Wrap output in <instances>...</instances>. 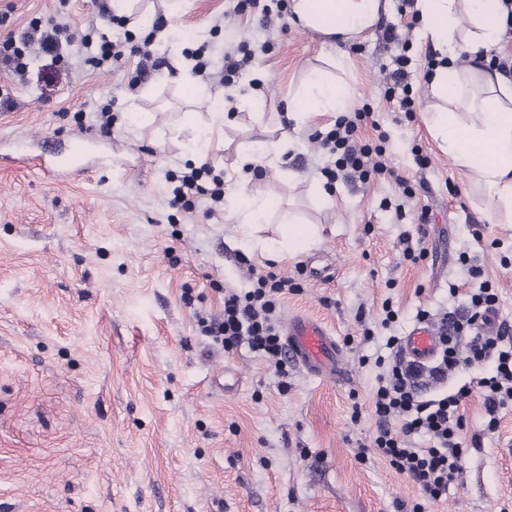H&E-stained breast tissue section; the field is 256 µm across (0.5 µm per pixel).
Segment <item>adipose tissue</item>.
Here are the masks:
<instances>
[{
  "label": "adipose tissue",
  "mask_w": 512,
  "mask_h": 512,
  "mask_svg": "<svg viewBox=\"0 0 512 512\" xmlns=\"http://www.w3.org/2000/svg\"><path fill=\"white\" fill-rule=\"evenodd\" d=\"M388 0H290L292 19L322 34L327 43L344 42L371 29L387 9ZM423 34L446 48L451 64L437 68L430 92L437 103L424 115L440 149L447 153L464 179L482 190L483 211L489 223H512V81L498 71L480 67L490 47L506 29L502 0H415ZM471 59L458 68V57ZM348 89L318 71L288 101L286 118L294 128L315 115L339 113L348 107ZM230 214L239 224L242 240L271 258L293 256L311 248L315 230L288 217L279 238L261 239L260 223L280 207L277 198L247 192L233 198Z\"/></svg>",
  "instance_id": "adipose-tissue-1"
}]
</instances>
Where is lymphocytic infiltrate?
Wrapping results in <instances>:
<instances>
[{"label": "lymphocytic infiltrate", "mask_w": 512, "mask_h": 512, "mask_svg": "<svg viewBox=\"0 0 512 512\" xmlns=\"http://www.w3.org/2000/svg\"><path fill=\"white\" fill-rule=\"evenodd\" d=\"M363 118V113L358 112L340 118L328 132L314 133V142L334 159L333 168L326 171L328 177L352 181L389 174L382 149L356 140ZM173 193L187 206L201 196L218 204L224 199V177L207 165L194 168L180 177ZM294 289L291 278L274 272H254L253 286L248 291L225 292L223 317L199 318L200 332L228 351L248 345L274 367L279 377H287L288 355L281 342L276 313L281 299ZM498 303V294L485 284L471 294L464 310L444 314L439 328L445 347L430 371L404 359L401 339L395 335L386 338L389 356L376 358L384 372L372 395L376 418L373 446L434 501L447 494L449 484L464 466L461 404L470 389L464 385L453 393L440 390L426 397L419 379L425 375L444 382L459 371L491 366V374L478 377L477 384L483 392L487 427L495 429L500 411L512 405V322L499 319L497 326L489 324L491 317H497ZM420 435L428 436V447L412 445V438Z\"/></svg>", "instance_id": "obj_1"}]
</instances>
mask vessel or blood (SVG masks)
Instances as JSON below:
<instances>
[{
  "mask_svg": "<svg viewBox=\"0 0 512 512\" xmlns=\"http://www.w3.org/2000/svg\"><path fill=\"white\" fill-rule=\"evenodd\" d=\"M288 358L306 374L333 379L342 370L344 353L335 336L317 319L290 315L283 328ZM441 347L440 334L428 321L417 322L403 340L408 359L418 366L431 364Z\"/></svg>",
  "mask_w": 512,
  "mask_h": 512,
  "instance_id": "obj_1",
  "label": "vessel or blood"
}]
</instances>
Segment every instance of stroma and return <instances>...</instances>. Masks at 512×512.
<instances>
[{"mask_svg": "<svg viewBox=\"0 0 512 512\" xmlns=\"http://www.w3.org/2000/svg\"><path fill=\"white\" fill-rule=\"evenodd\" d=\"M141 2L155 23L128 32L135 46L152 39L166 60L159 68H138L131 54L86 63V35L127 32L112 0H0V37L22 38L34 21L45 31L67 23L70 36L61 63L31 48L24 76L0 70V93L12 100L0 110V139H18L23 152L0 164V512H397L401 502L421 512H512V408L484 433L479 391L464 402V432H482L481 445L468 448L440 500L387 460L357 457L375 430L369 399L388 333L384 301L399 311L391 333L403 337L418 311L435 319L463 309L486 280L500 317L512 321V224L487 223L480 193L425 126L434 44L420 21L388 0L371 32L329 47L285 15L265 28L246 14L225 18L227 0H182L172 14L162 0ZM389 24L399 41L383 40ZM243 40L265 50L225 84L224 50ZM200 47L212 75L191 91L175 61ZM402 53L411 60L409 115L384 96ZM336 54L346 62L337 76L352 89L350 112L368 113L358 135L382 144L394 177L328 181L331 159L311 139L336 121L323 114L294 133L281 161L254 167L240 184L238 146L257 125L275 129L284 100ZM256 76L259 107L223 128L207 163L223 174L226 196L244 188L280 199L259 237H278L288 210L317 227L311 249L279 261L246 251L227 206L213 213L200 199L187 210L172 194L197 164L186 143L210 123L217 98L246 93ZM81 138V171L45 176L37 156L69 152ZM420 153L429 167L418 166ZM403 179L413 189L407 199ZM323 184L331 202L315 194ZM386 198L404 203V218L382 208ZM424 211L426 252L412 262L402 238L416 235ZM472 265L482 278L469 275ZM255 269L299 283L278 319L302 313L332 330L344 351L340 378L292 366L283 387L247 348L228 353L200 335L197 317H222L225 290L248 288Z\"/></svg>", "mask_w": 512, "mask_h": 512, "instance_id": "stroma-1", "label": "stroma"}]
</instances>
